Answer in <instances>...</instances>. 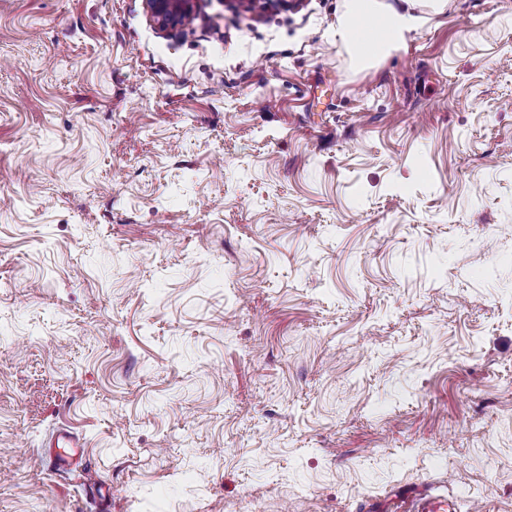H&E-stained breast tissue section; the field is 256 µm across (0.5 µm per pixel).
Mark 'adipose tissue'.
<instances>
[{
    "instance_id": "1",
    "label": "adipose tissue",
    "mask_w": 512,
    "mask_h": 512,
    "mask_svg": "<svg viewBox=\"0 0 512 512\" xmlns=\"http://www.w3.org/2000/svg\"><path fill=\"white\" fill-rule=\"evenodd\" d=\"M420 22V17L386 0H343L336 36L359 64L366 65L398 49Z\"/></svg>"
}]
</instances>
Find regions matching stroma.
Returning a JSON list of instances; mask_svg holds the SVG:
<instances>
[{"mask_svg":"<svg viewBox=\"0 0 512 512\" xmlns=\"http://www.w3.org/2000/svg\"><path fill=\"white\" fill-rule=\"evenodd\" d=\"M341 5L0 0V512H512V0ZM194 0H145L150 17L163 31L186 29V23L193 19ZM381 0H343L336 24V38L351 48L355 60L366 65L385 57L405 42L407 34L422 23L423 18L400 10ZM372 26L383 32L381 38L368 37ZM49 448H56L48 456V465L60 472H67L73 459L82 455L84 444L68 432L53 434ZM397 508L404 512H451L455 511L452 501L445 497H435L430 493H419L411 499L402 500Z\"/></svg>","mask_w":512,"mask_h":512,"instance_id":"obj_1","label":"stroma"}]
</instances>
